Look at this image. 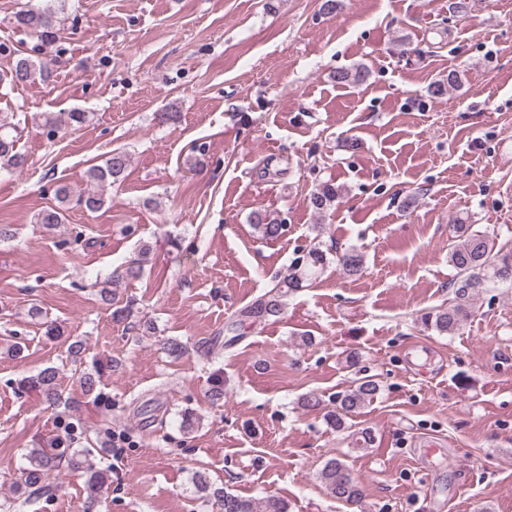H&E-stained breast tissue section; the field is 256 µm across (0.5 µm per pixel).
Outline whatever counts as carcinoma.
Returning a JSON list of instances; mask_svg holds the SVG:
<instances>
[{
    "label": "carcinoma",
    "instance_id": "1",
    "mask_svg": "<svg viewBox=\"0 0 512 512\" xmlns=\"http://www.w3.org/2000/svg\"><path fill=\"white\" fill-rule=\"evenodd\" d=\"M15 25L45 42H54L63 37L64 27L58 21L56 9L45 4L41 8L22 10L15 15ZM56 66L55 60L37 56L20 57L10 71L0 74V83L26 84L50 80ZM368 70L359 64L351 68H340L333 74V80L342 85H357L366 81ZM86 112H48L43 115V126L49 132H57L66 127H80L88 122ZM128 156L120 151L109 155L104 164L93 165L86 171V181L93 188L74 191L61 184L55 190L60 206L50 207L37 214L36 222L45 226L65 223V212L73 207H81L95 212L105 205V196L100 187L123 180L128 167ZM26 165V157L17 147V139L6 132L0 124V169L21 170ZM340 198V190L331 182L323 183L307 198V206L313 213L322 215L329 211ZM252 223L266 241L277 240L284 231V224L264 213L253 214ZM458 242L448 252V264L455 274L450 282L454 288V298L446 307L424 313L420 317L424 328L439 335L452 336L458 332L472 314V300L484 288H493L498 283L512 284V251H506L497 243V235L477 230L471 224L453 225ZM150 247L141 245L136 258L120 270L117 278L138 279L143 275L144 266L149 260ZM344 273L354 275L363 269V253L352 248L337 258ZM327 265L326 254L317 247L294 258L288 273L284 275L265 295L242 309L252 320L266 319L281 314L284 298L306 287ZM57 370L47 367L37 375L24 381V386L42 394L46 401H58ZM379 391L374 379H360L353 388L336 397L335 408L324 415V420L333 429L341 432L347 429L346 419L371 403ZM92 454V449L81 448H34L30 451V466L20 472L19 485L29 489L28 497L50 494L54 486L47 481L48 475L66 463L74 468L82 467L81 458ZM319 479L327 491L337 500L355 503L362 495L358 482L347 464L339 458L329 459L319 473ZM107 481L105 472L86 466V486L90 499H96ZM198 490L209 491L220 498L222 512H288L287 503L275 496L246 498L219 489H211L209 481L201 476L197 480Z\"/></svg>",
    "mask_w": 512,
    "mask_h": 512
}]
</instances>
